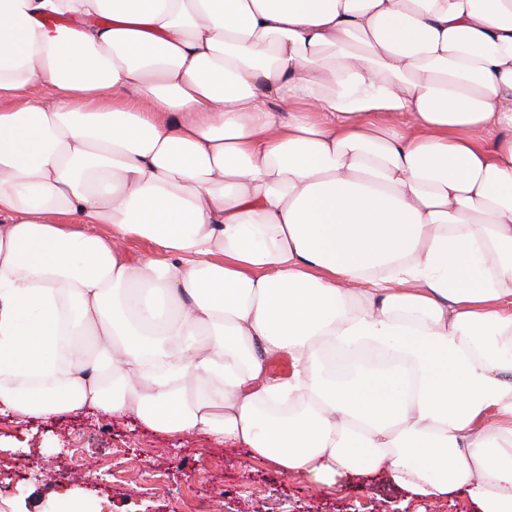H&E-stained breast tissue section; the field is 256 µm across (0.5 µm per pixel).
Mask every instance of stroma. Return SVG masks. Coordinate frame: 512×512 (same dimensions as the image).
<instances>
[{
  "label": "stroma",
  "instance_id": "obj_1",
  "mask_svg": "<svg viewBox=\"0 0 512 512\" xmlns=\"http://www.w3.org/2000/svg\"><path fill=\"white\" fill-rule=\"evenodd\" d=\"M476 512L456 492L419 498L378 472L333 486L286 476L247 449L172 437L136 418L0 416V512Z\"/></svg>",
  "mask_w": 512,
  "mask_h": 512
}]
</instances>
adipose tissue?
<instances>
[{
    "mask_svg": "<svg viewBox=\"0 0 512 512\" xmlns=\"http://www.w3.org/2000/svg\"><path fill=\"white\" fill-rule=\"evenodd\" d=\"M81 411L512 512V0H0V414Z\"/></svg>",
    "mask_w": 512,
    "mask_h": 512,
    "instance_id": "adipose-tissue-1",
    "label": "adipose tissue"
}]
</instances>
